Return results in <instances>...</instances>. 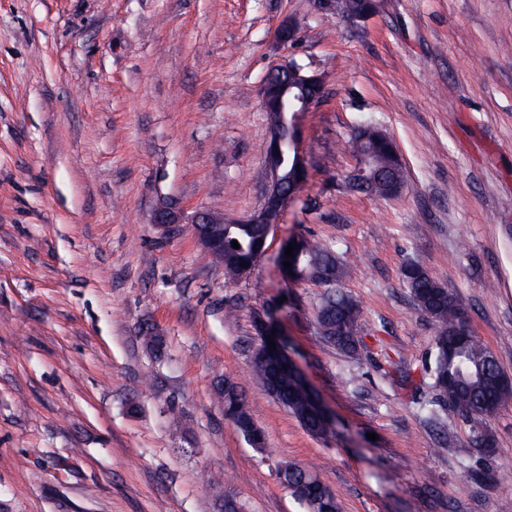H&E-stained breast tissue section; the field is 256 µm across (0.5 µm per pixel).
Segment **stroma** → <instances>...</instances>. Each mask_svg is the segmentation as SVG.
<instances>
[{
    "mask_svg": "<svg viewBox=\"0 0 512 512\" xmlns=\"http://www.w3.org/2000/svg\"><path fill=\"white\" fill-rule=\"evenodd\" d=\"M316 2L0 0V512H306L286 463L342 512H512V400L480 451L431 384L438 326L400 275L414 260L455 293L512 375V0H382L357 23ZM285 56L324 78L296 119L308 176L231 279L153 215L261 205L260 90ZM366 124L400 153L395 197L344 186ZM297 238L346 265L357 355L317 331L326 287L282 275ZM268 312L332 434L252 378ZM222 379L264 448L225 417Z\"/></svg>",
    "mask_w": 512,
    "mask_h": 512,
    "instance_id": "stroma-1",
    "label": "stroma"
}]
</instances>
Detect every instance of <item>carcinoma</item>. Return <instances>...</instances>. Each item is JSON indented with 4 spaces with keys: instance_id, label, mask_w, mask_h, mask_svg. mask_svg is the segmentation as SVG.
I'll use <instances>...</instances> for the list:
<instances>
[{
    "instance_id": "obj_1",
    "label": "carcinoma",
    "mask_w": 512,
    "mask_h": 512,
    "mask_svg": "<svg viewBox=\"0 0 512 512\" xmlns=\"http://www.w3.org/2000/svg\"><path fill=\"white\" fill-rule=\"evenodd\" d=\"M336 5L339 14L351 17L375 10L377 0H336ZM385 138V133L368 126L354 136L351 145L357 157L373 150L369 169L377 172L374 177L366 178L357 190L381 198L394 196L405 185L403 166L396 147L382 144ZM257 232L256 227H234L224 231V270L228 276L242 275L239 258L252 249ZM234 240L240 248L232 247ZM299 250L302 251L301 279L322 282L327 277L338 283L344 278L345 266L330 249L302 239ZM402 277L420 310L439 324L430 366L433 384L448 385V405L474 424L486 446H492L491 437L482 431L481 426L512 397V382L494 354L476 337H471L458 347H451L452 333L460 323V304L448 288L413 261L403 266ZM360 315L356 300L335 290L324 297L318 309L316 320L319 333L337 349L354 355L363 345ZM219 394L224 399V405L236 411L235 425L240 431L254 426L246 411L243 394L234 384L225 383ZM279 400L303 427L314 431V435L324 436L329 432L331 422H321L310 414L290 373L280 377ZM282 469L288 471V488L291 490L317 478L314 472L299 465L285 464ZM318 488V503L312 502L308 508L316 512L320 509L340 512L334 492L325 484L318 485Z\"/></svg>"
}]
</instances>
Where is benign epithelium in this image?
<instances>
[{"mask_svg":"<svg viewBox=\"0 0 512 512\" xmlns=\"http://www.w3.org/2000/svg\"><path fill=\"white\" fill-rule=\"evenodd\" d=\"M313 88L324 90V82L319 73L281 59L268 71L261 93L262 108L275 111L276 123L269 132L267 167L271 175V184L266 191L261 206L246 218L237 221H224V215L208 209H198L187 216L171 207L163 206L157 210L154 223L168 228L173 224L194 225L197 241L205 254L216 262L224 263V235L213 233L208 225L222 224H264L266 231L279 223L289 198L295 190L288 189V168L306 171V163L297 140L288 139V129L294 118L310 109L315 99L300 93V90ZM276 322L270 316H259L255 321V330L259 343L253 353V363L266 365L280 373L287 369L296 374L303 386L302 392L308 397L312 412L324 419L330 415L318 395L308 387L304 374L289 357L280 333L275 331ZM275 342L269 346V342Z\"/></svg>","mask_w":512,"mask_h":512,"instance_id":"7a95c632","label":"benign epithelium"}]
</instances>
